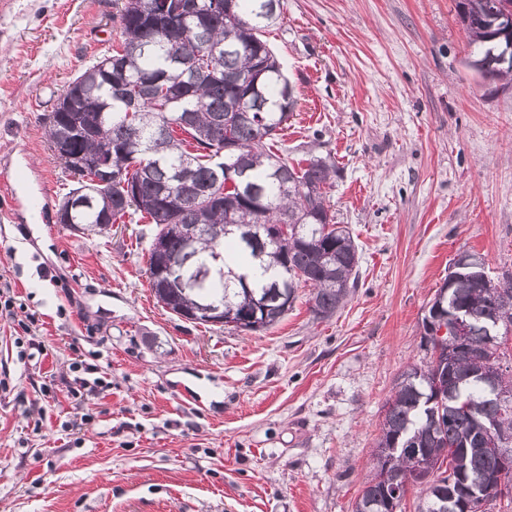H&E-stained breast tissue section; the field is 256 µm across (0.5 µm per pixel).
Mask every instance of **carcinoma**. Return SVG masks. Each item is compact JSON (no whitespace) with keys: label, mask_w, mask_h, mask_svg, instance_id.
Masks as SVG:
<instances>
[{"label":"carcinoma","mask_w":512,"mask_h":512,"mask_svg":"<svg viewBox=\"0 0 512 512\" xmlns=\"http://www.w3.org/2000/svg\"><path fill=\"white\" fill-rule=\"evenodd\" d=\"M193 16L176 15L175 0H121V43L83 70L61 97L76 102L73 113L54 106L46 118L50 150L80 121L84 134L67 141L77 158L105 156L112 179L90 191L93 170L74 168L59 155L75 187L63 201L79 195L70 227L104 234L106 213L147 218L153 238L165 251L148 250L147 274L155 298L182 316L212 306L224 314H257L245 326L257 332L278 323L293 307L298 288H312L311 311L329 319L358 286L359 254L350 231L336 227L327 205L336 164L310 158L293 165L273 151L275 138L292 116L295 93L267 42L266 27L281 17L282 0H193ZM502 0H457V14L469 37L470 55L483 60L485 80L512 81V68L499 65L496 44L503 30L492 12ZM211 55L221 71L217 79L191 85L184 65ZM123 61L110 78L101 64ZM160 78L181 92L169 103L142 99L136 117H127L131 96ZM249 108L241 117L236 105ZM234 179L231 188L228 178ZM288 225V235L265 240V232ZM170 259L181 280L158 269ZM256 265L267 277L246 272ZM476 273L465 271L455 284L436 289L432 301L441 314H469L467 343L455 346L450 335L426 334L420 346L428 353L397 378L386 403L378 448L398 442L388 478L385 463L373 456V469L353 512H400L406 486L420 489L418 512H489L503 497L499 485L512 488V467L485 447L494 429L512 434V409L493 397L483 382L496 373L502 390L512 391V365L502 363L501 343L488 328H512V274L491 291L476 287ZM455 347L453 362L436 361L434 351ZM452 453L453 472L416 474L414 452L426 461L443 448Z\"/></svg>","instance_id":"1"}]
</instances>
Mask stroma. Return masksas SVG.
I'll return each instance as SVG.
<instances>
[{"mask_svg":"<svg viewBox=\"0 0 512 512\" xmlns=\"http://www.w3.org/2000/svg\"><path fill=\"white\" fill-rule=\"evenodd\" d=\"M456 3L284 0L264 38L298 103L276 146L335 162L359 281L329 319L302 287L277 324L235 332L157 304L147 220H56L72 182L44 119L119 42L116 0H0V169L21 174L0 276L38 317L26 333L0 311V512H352L450 260L512 273V83L466 69ZM75 361L111 388H75Z\"/></svg>","mask_w":512,"mask_h":512,"instance_id":"obj_1","label":"stroma"}]
</instances>
